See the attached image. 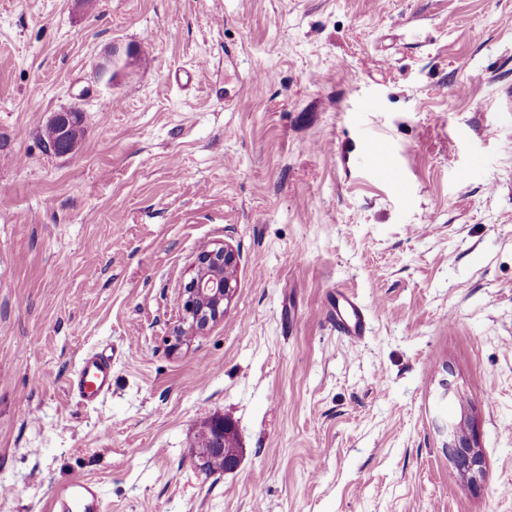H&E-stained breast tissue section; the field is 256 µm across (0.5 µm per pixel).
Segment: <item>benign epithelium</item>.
<instances>
[{"mask_svg":"<svg viewBox=\"0 0 512 512\" xmlns=\"http://www.w3.org/2000/svg\"><path fill=\"white\" fill-rule=\"evenodd\" d=\"M119 71V62L114 50H109L96 64L98 81L112 83ZM239 255L225 244L216 243L198 252L193 274L181 291L182 330L175 337L180 344L185 336L205 331L209 325L224 318L235 293L236 271ZM228 435V424L222 420L212 423V438L206 448L197 450L199 464L216 455L225 456L224 436ZM448 460L473 482L484 478L485 462L474 434L471 418L461 415L458 422L448 426L446 442Z\"/></svg>","mask_w":512,"mask_h":512,"instance_id":"obj_1","label":"benign epithelium"}]
</instances>
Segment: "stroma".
<instances>
[{
	"label": "stroma",
	"mask_w": 512,
	"mask_h": 512,
	"mask_svg": "<svg viewBox=\"0 0 512 512\" xmlns=\"http://www.w3.org/2000/svg\"><path fill=\"white\" fill-rule=\"evenodd\" d=\"M371 136L400 180L339 163ZM2 197L0 512L84 479L107 512H512V0H0ZM213 241L237 290L175 345ZM464 414L476 485L443 448ZM219 417L240 463L208 474ZM336 325L344 336L359 339L368 332L366 308L353 296L342 293L333 302ZM112 361V350L87 352L69 380V390L86 404L106 396L112 388Z\"/></svg>",
	"instance_id": "obj_1"
}]
</instances>
